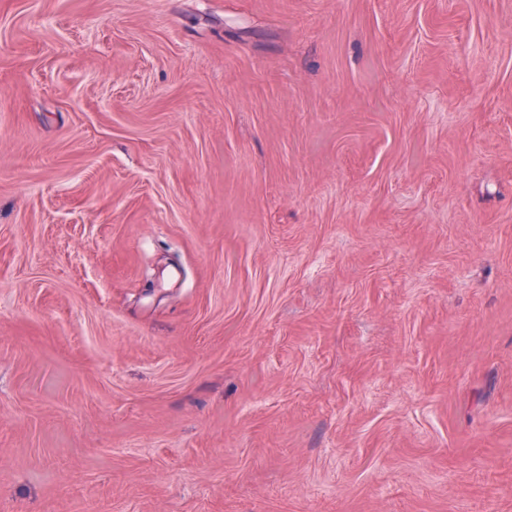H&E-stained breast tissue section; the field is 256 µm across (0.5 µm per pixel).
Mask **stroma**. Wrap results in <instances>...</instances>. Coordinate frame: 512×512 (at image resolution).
<instances>
[{"instance_id": "stroma-1", "label": "stroma", "mask_w": 512, "mask_h": 512, "mask_svg": "<svg viewBox=\"0 0 512 512\" xmlns=\"http://www.w3.org/2000/svg\"><path fill=\"white\" fill-rule=\"evenodd\" d=\"M0 512H512V0H0Z\"/></svg>"}]
</instances>
